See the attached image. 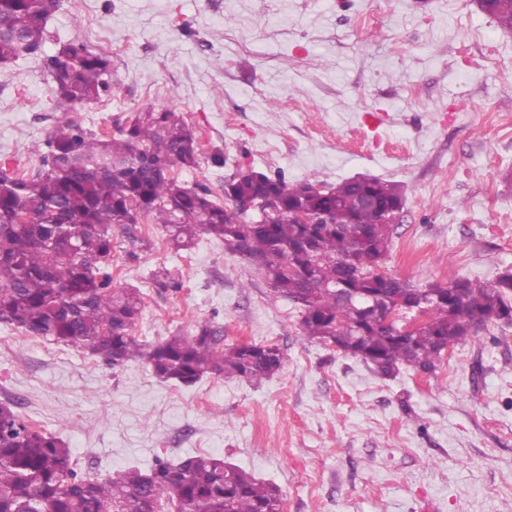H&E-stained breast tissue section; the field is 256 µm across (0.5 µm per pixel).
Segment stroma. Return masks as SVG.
<instances>
[{
  "instance_id": "stroma-1",
  "label": "stroma",
  "mask_w": 512,
  "mask_h": 512,
  "mask_svg": "<svg viewBox=\"0 0 512 512\" xmlns=\"http://www.w3.org/2000/svg\"><path fill=\"white\" fill-rule=\"evenodd\" d=\"M72 40L108 45L113 83L73 118L116 137L176 102L202 152L178 178L216 200L240 170L374 176L406 189L384 273L422 287L512 272V33L473 0H65L41 55L0 69V167L37 170L59 116L43 58ZM112 243L113 287L143 298L140 343L207 324L228 345H278L284 364L255 386L177 387L0 323V402L81 474L209 454L280 486L284 512H512V326L449 348L436 373L382 377L305 339L211 235L178 253L146 218L137 242L117 228ZM158 269L180 289L156 288Z\"/></svg>"
}]
</instances>
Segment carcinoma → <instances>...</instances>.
Returning a JSON list of instances; mask_svg holds the SVG:
<instances>
[{"mask_svg": "<svg viewBox=\"0 0 512 512\" xmlns=\"http://www.w3.org/2000/svg\"><path fill=\"white\" fill-rule=\"evenodd\" d=\"M64 0H0V67L43 45L50 17ZM488 15L512 31V0ZM61 117L30 175L0 169V323L29 336L87 351L113 367L143 360L152 373L190 387L207 375L259 383L282 367L275 344L224 345L210 326L144 347L133 330L143 301L112 287V229L135 241L142 213L163 227L175 250L205 232L256 266L270 292L297 309L302 335L363 361L383 375L402 367L435 373L445 349L477 340L480 327L512 325V273L491 282L458 277L418 287L377 274L389 254L393 225L386 206L404 196L380 178L346 179L316 193L281 172L226 180L231 196L261 205L262 224L228 213L203 185L173 169L193 170L201 152L174 106L138 113L121 138L95 137L73 121L78 105L112 93V61L78 41L46 60ZM300 210L329 216L300 224ZM424 301L426 320L403 337L363 311L364 297L407 315L399 301ZM170 496L177 512H282L283 493L245 469L210 455L178 464L162 459L129 467L104 481L81 475L64 441L38 430L0 404V512H161Z\"/></svg>", "mask_w": 512, "mask_h": 512, "instance_id": "obj_1", "label": "carcinoma"}]
</instances>
